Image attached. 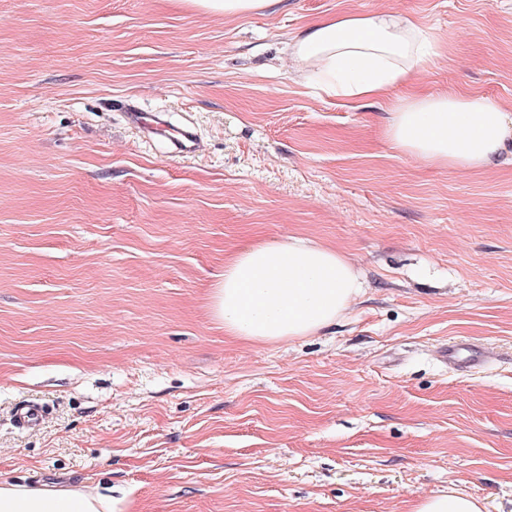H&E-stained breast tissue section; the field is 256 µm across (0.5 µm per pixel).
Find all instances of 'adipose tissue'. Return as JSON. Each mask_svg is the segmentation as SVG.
Wrapping results in <instances>:
<instances>
[{
  "instance_id": "ef3b65f1",
  "label": "adipose tissue",
  "mask_w": 512,
  "mask_h": 512,
  "mask_svg": "<svg viewBox=\"0 0 512 512\" xmlns=\"http://www.w3.org/2000/svg\"><path fill=\"white\" fill-rule=\"evenodd\" d=\"M428 32L389 12L342 14L297 32L288 45L294 72L331 96L384 105L395 148L438 166L480 169L512 154V113L478 96H394L437 55ZM364 283L336 250L307 243L242 242L209 294L225 334L274 344L335 324ZM109 496L78 485L0 483V512H112Z\"/></svg>"
}]
</instances>
